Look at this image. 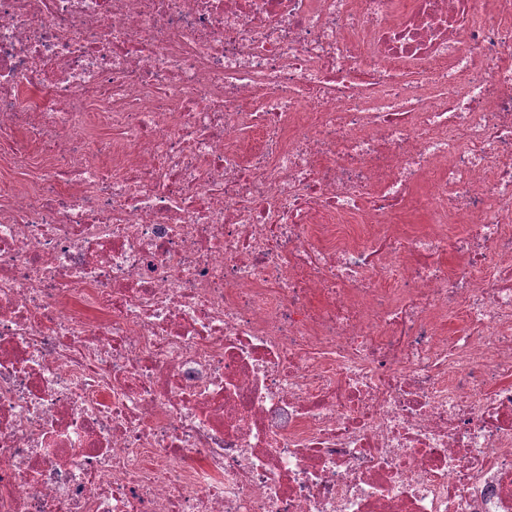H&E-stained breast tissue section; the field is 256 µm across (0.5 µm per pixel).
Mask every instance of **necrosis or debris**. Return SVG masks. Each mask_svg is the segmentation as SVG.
Listing matches in <instances>:
<instances>
[{
  "label": "necrosis or debris",
  "mask_w": 512,
  "mask_h": 512,
  "mask_svg": "<svg viewBox=\"0 0 512 512\" xmlns=\"http://www.w3.org/2000/svg\"><path fill=\"white\" fill-rule=\"evenodd\" d=\"M511 49L512 0H0V512H512Z\"/></svg>",
  "instance_id": "1"
}]
</instances>
